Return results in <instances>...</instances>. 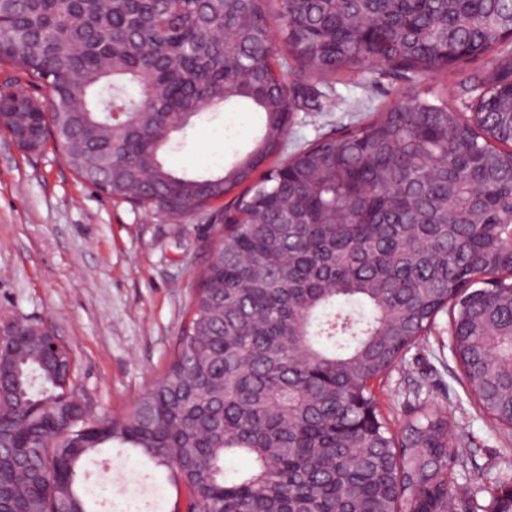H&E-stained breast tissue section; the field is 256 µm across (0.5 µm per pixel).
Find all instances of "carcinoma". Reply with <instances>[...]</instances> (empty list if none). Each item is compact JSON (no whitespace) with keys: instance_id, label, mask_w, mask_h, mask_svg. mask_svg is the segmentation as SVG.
I'll return each mask as SVG.
<instances>
[{"instance_id":"cac0c4a2","label":"carcinoma","mask_w":512,"mask_h":512,"mask_svg":"<svg viewBox=\"0 0 512 512\" xmlns=\"http://www.w3.org/2000/svg\"><path fill=\"white\" fill-rule=\"evenodd\" d=\"M272 14L305 106L311 76L377 62L411 80L489 53L512 0H0L8 134L44 128L79 178L153 213L246 185L167 370L126 414L93 418L67 346L4 317L0 512H95L77 478L105 448L163 468L187 512H493L512 488L456 491L442 410L398 440L372 391L446 312L470 396L512 431V56L464 79L467 112L413 93L260 174L288 132ZM238 106L261 113L247 153L208 177L166 166L176 134ZM231 455L251 469L226 478Z\"/></svg>"}]
</instances>
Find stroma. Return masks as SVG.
<instances>
[{"label": "stroma", "instance_id": "obj_1", "mask_svg": "<svg viewBox=\"0 0 512 512\" xmlns=\"http://www.w3.org/2000/svg\"><path fill=\"white\" fill-rule=\"evenodd\" d=\"M495 54L437 69L408 83L373 67L310 78L309 110L295 113L289 148L314 143L394 105L410 92H432L454 106L465 101L461 75L492 69ZM261 131L256 112L204 114L177 134L167 167L193 175L222 173ZM216 224L208 214H154L78 179L53 146L37 154L0 130V317L44 322L66 344L79 389L99 416L131 408L161 376L189 318L199 274L211 256ZM448 314L376 383L394 431L420 402L448 418L456 486L493 485L512 472V441L468 397L448 349ZM100 512H170L175 490L162 470L112 448L81 469Z\"/></svg>", "mask_w": 512, "mask_h": 512}]
</instances>
